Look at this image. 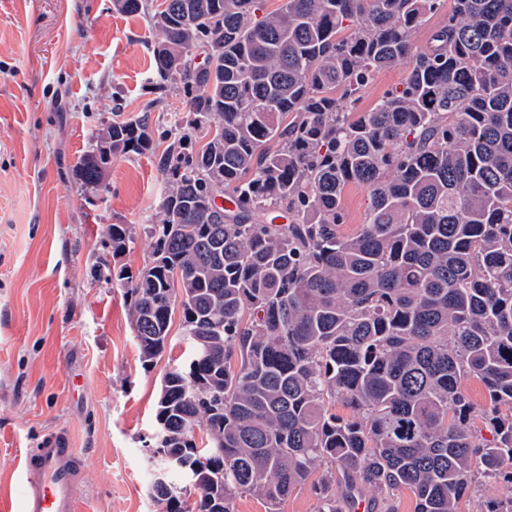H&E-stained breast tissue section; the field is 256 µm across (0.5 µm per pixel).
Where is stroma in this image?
<instances>
[{
  "instance_id": "obj_1",
  "label": "stroma",
  "mask_w": 512,
  "mask_h": 512,
  "mask_svg": "<svg viewBox=\"0 0 512 512\" xmlns=\"http://www.w3.org/2000/svg\"><path fill=\"white\" fill-rule=\"evenodd\" d=\"M154 35L112 0H0V485L66 429L87 461L79 512H161L147 443L161 378L183 359L181 318L143 364L123 287L93 268L150 260L165 183L149 153L115 159L95 189L72 176L113 118L148 116L161 148L190 132L176 89L152 82ZM112 224L132 236L117 258Z\"/></svg>"
}]
</instances>
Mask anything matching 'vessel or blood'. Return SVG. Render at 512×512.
I'll use <instances>...</instances> for the list:
<instances>
[{
  "label": "vessel or blood",
  "instance_id": "b4317fda",
  "mask_svg": "<svg viewBox=\"0 0 512 512\" xmlns=\"http://www.w3.org/2000/svg\"><path fill=\"white\" fill-rule=\"evenodd\" d=\"M86 462L70 434H45L23 455L16 489L0 495V512H76Z\"/></svg>",
  "mask_w": 512,
  "mask_h": 512
}]
</instances>
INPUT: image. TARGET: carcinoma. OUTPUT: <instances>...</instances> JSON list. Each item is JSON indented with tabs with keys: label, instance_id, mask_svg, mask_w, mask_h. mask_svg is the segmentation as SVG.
<instances>
[{
	"label": "carcinoma",
	"instance_id": "obj_1",
	"mask_svg": "<svg viewBox=\"0 0 512 512\" xmlns=\"http://www.w3.org/2000/svg\"><path fill=\"white\" fill-rule=\"evenodd\" d=\"M151 24L153 74L208 141L184 134L158 154L148 116L114 120L73 172L99 187L94 154L110 141L114 158L155 155L166 184L150 261L96 269L125 289L146 365L180 290L189 364L163 376L152 443L194 465L193 424L208 457L196 498L170 474L155 501L235 512L251 495L279 512L318 461L317 512H350L368 491L394 512L402 490L414 512H461L477 477L512 484V0H285L269 13L265 0H162ZM401 61V86L360 109L373 74ZM351 184L369 206L345 234ZM217 194L234 206L215 208ZM108 241L124 253L128 226Z\"/></svg>",
	"mask_w": 512,
	"mask_h": 512
}]
</instances>
